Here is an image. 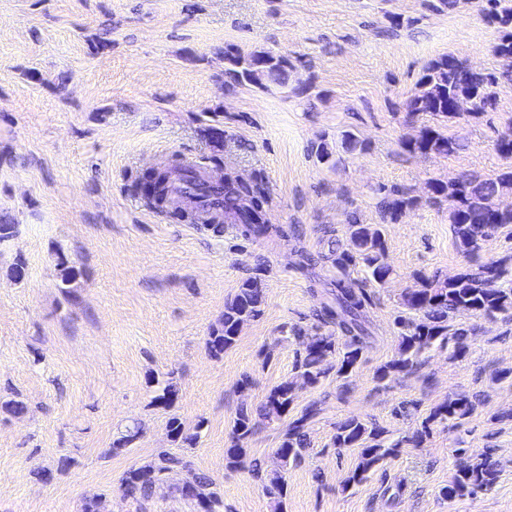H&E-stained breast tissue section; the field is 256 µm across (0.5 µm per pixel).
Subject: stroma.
Wrapping results in <instances>:
<instances>
[{"instance_id":"stroma-1","label":"stroma","mask_w":512,"mask_h":512,"mask_svg":"<svg viewBox=\"0 0 512 512\" xmlns=\"http://www.w3.org/2000/svg\"><path fill=\"white\" fill-rule=\"evenodd\" d=\"M437 2L0 0V217L18 226L0 243V512H81L92 496L104 512H198L170 480L144 499L120 490L128 469L171 447L172 415L198 429L179 452L215 481L224 512H273L259 482L225 467L236 412L292 376L290 330L316 324L336 277L327 237L344 238L352 215L379 223L384 186L409 188L419 204L384 226L394 274L374 290L358 367L297 392L295 409L319 412L304 461L288 470L286 512H512V312L478 319L462 358L436 346L410 373L377 376L397 348L404 289L466 263L428 182L494 176L505 165L494 144L512 128V83L502 82L493 110L449 124L464 150L402 149L431 121H406L404 109L428 62L451 54L486 72L503 67L486 0ZM229 47L287 57V85L226 90ZM347 131L363 149L340 150ZM324 142L336 165L318 162ZM187 158L211 174H262L269 222L285 236L248 240L231 225L216 236L148 208L139 175ZM19 260L18 282L9 268ZM63 260L78 271L67 286ZM251 276L265 282L264 312L213 358L206 340ZM246 375L252 384L239 389ZM169 379L179 397L166 410L153 397ZM457 395L476 402L462 424L435 426L420 447L344 487L358 451L333 446L339 423L378 424L392 442ZM10 401L26 413H8ZM131 419L141 439L112 454ZM459 448L496 461L492 489L444 496Z\"/></svg>"}]
</instances>
